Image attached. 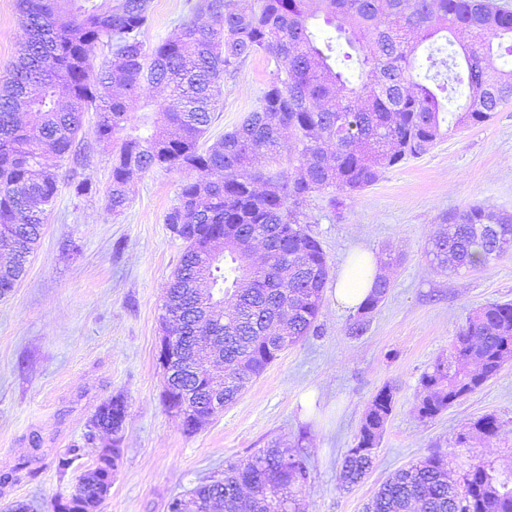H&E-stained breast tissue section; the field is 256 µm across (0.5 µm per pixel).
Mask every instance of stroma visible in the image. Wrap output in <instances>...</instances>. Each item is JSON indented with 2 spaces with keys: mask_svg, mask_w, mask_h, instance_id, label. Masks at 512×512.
<instances>
[{
  "mask_svg": "<svg viewBox=\"0 0 512 512\" xmlns=\"http://www.w3.org/2000/svg\"><path fill=\"white\" fill-rule=\"evenodd\" d=\"M189 6L151 0L146 42L165 38ZM24 38L14 0H0V78ZM268 78L256 56L225 81L206 143L242 122ZM96 121L86 113L79 135L91 192L76 195L71 164L59 169L38 247L22 280L0 298V508L52 512L108 443V435L90 442L86 434L97 407L115 395L127 404L122 459L99 512H167L174 497L275 441L311 461L300 512H362L392 474L434 452L448 454L459 477L482 461L512 471V362L435 418L417 412L423 374L447 355L468 313L512 302V253L457 274L437 270L430 255L434 232L453 213L473 205L512 213V103L387 170L340 209L322 197L308 202L309 229L332 271L358 248L390 253L398 258L387 271L391 288L360 336L347 332L350 313L325 297L316 332L192 435L167 407L158 356L164 288L183 251L164 216L188 173H146L131 184L128 207L113 214L105 199L112 156L96 138ZM386 385L395 403L374 468L338 489V460ZM485 415L500 421L498 436L457 446ZM76 445L80 456L61 468Z\"/></svg>",
  "mask_w": 512,
  "mask_h": 512,
  "instance_id": "obj_1",
  "label": "stroma"
}]
</instances>
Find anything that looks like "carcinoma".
<instances>
[{
    "label": "carcinoma",
    "instance_id": "cac0c4a2",
    "mask_svg": "<svg viewBox=\"0 0 512 512\" xmlns=\"http://www.w3.org/2000/svg\"><path fill=\"white\" fill-rule=\"evenodd\" d=\"M26 30L11 77L0 85V297L24 275L58 193V164L81 156L83 114L97 112L96 136L112 154L106 204L118 214L129 187L155 168L194 172L165 216L185 249L164 293L173 332L209 356H224L229 405L246 385L315 328L329 278L328 257L307 232L304 206L314 195L350 194L382 173L427 152L449 133L487 122L512 100V70L491 79L486 65L500 41L512 39V11L490 0H194L189 14L153 46L143 40L150 0H16ZM323 14L347 34L355 60L341 67L332 40L312 19ZM469 40L449 55L464 99L448 111L447 85L414 77L419 46L440 33ZM499 44H494V41ZM109 56L95 65L97 50ZM272 69L247 117L207 148L222 95L251 57ZM163 86L176 105L149 108L143 85ZM27 116L18 123L16 116ZM291 132L288 154L280 135ZM432 254L451 272L484 267L512 245V214L471 206L448 217ZM259 243L262 264L252 262ZM391 282L376 279L348 325L366 331ZM512 358V303H490L468 314L449 356L421 379L417 409L432 419L476 392ZM114 396L98 406L89 438L113 430ZM394 391L371 399L340 480L359 482L373 467ZM491 439L493 415L471 426ZM95 465L81 477L87 507L98 504L103 480ZM307 459L273 442L224 474L196 487L169 512H296L307 486ZM365 512H512V479L490 464L473 465L463 482L434 452L395 473Z\"/></svg>",
    "mask_w": 512,
    "mask_h": 512
}]
</instances>
